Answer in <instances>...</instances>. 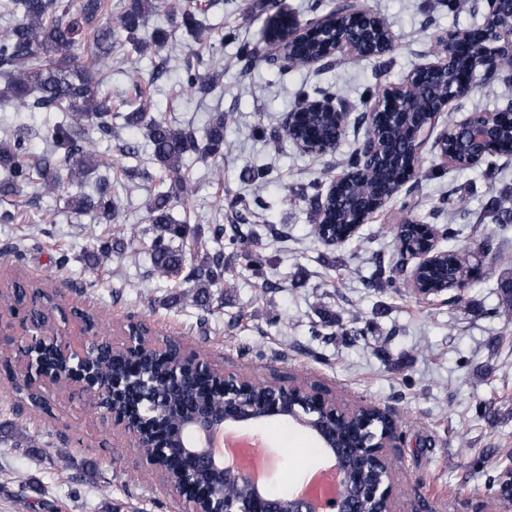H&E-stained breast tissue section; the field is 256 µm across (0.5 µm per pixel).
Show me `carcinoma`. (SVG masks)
<instances>
[{
    "label": "carcinoma",
    "instance_id": "1",
    "mask_svg": "<svg viewBox=\"0 0 512 512\" xmlns=\"http://www.w3.org/2000/svg\"><path fill=\"white\" fill-rule=\"evenodd\" d=\"M4 5L11 6L19 19L0 31V100L8 102L17 112H62L64 116L52 128L49 149L35 159L29 154L24 132L17 130L11 138L0 139V171L5 172V178H0V197L13 196L35 180L43 190L53 194L63 190L66 182L82 183L100 166L112 167V162L98 158L97 144L102 139L112 138L116 129L113 121L117 119L126 128L144 131L153 163L175 178L174 194L158 193L148 203L154 271L177 287L190 284L188 296L202 312L200 328H206L212 312L211 288L224 282V246H230L233 255L241 258L245 268L256 277H264L267 264L240 229V225L252 222L253 212L236 199L228 203L234 213L233 223L210 225V237L217 249L200 264L185 268V251L174 244L177 239H188L191 230L188 220H176L171 214L173 199L186 202L194 193L192 180L182 173L183 160L190 153L213 156L221 153L224 127L233 121L232 116L217 113L199 136L190 126L177 127L164 118L150 115L143 103L131 112H112L111 97L100 92L112 52L123 42L121 34H126L128 41L135 40V35L145 28L149 17L156 12L154 0H129L127 7L110 20L104 17L105 0H66L64 3L61 0H0V7ZM171 24L194 43L208 45L213 55L224 46V33L208 34V28L194 10L184 9ZM85 32L88 37L82 41L80 36ZM79 42L83 43V55L78 60L71 49ZM134 46L140 52L151 48L157 53L175 50L172 31L162 26L155 27L147 38L136 40ZM184 81L189 88L206 93L213 87L216 76L202 75L189 66ZM88 128L93 129L97 137L88 136ZM60 153L68 162L64 178L53 163V157ZM404 170L405 165L397 163L389 167L367 165L355 189L371 200L383 185L398 179ZM267 177V171L261 167L246 173L254 197H260L264 191ZM348 195V189L344 188L331 202L328 224H323L324 214H319L318 236L330 238L347 224ZM68 206L77 215L93 216L99 224L112 223L116 212L110 186L105 181L100 183L94 196L68 197ZM124 249V243L107 238L99 241L91 258L97 265ZM497 288L496 314L511 318L512 279H500ZM58 297L60 294L56 292L14 281L7 284L3 303L9 308L15 303L31 304L33 318L44 330L50 331ZM104 362L109 372L119 376L136 372L151 377L159 388L187 404L219 398L220 384L212 377L199 376L188 385L173 384L168 380L164 360L158 356L115 359L108 356ZM0 437L28 448L36 442V438L17 429L14 423L0 425Z\"/></svg>",
    "mask_w": 512,
    "mask_h": 512
}]
</instances>
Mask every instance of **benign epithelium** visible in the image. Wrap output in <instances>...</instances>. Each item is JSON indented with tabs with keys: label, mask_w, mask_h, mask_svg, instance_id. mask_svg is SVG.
I'll use <instances>...</instances> for the list:
<instances>
[{
	"label": "benign epithelium",
	"mask_w": 512,
	"mask_h": 512,
	"mask_svg": "<svg viewBox=\"0 0 512 512\" xmlns=\"http://www.w3.org/2000/svg\"><path fill=\"white\" fill-rule=\"evenodd\" d=\"M506 8L495 14L492 25L480 30H458L439 38L447 49L434 62L415 66L406 79L387 86L383 96L375 99L361 121L369 123L379 112L393 113L391 126L380 136L364 138L359 148L360 161L386 157L389 160L407 157L421 158L429 138L441 167L471 166L485 159L488 146L498 137V113L474 109L459 119L439 125L440 118L450 111L453 103L464 98L476 85L493 80L503 61L512 58V0H495ZM331 21L323 16L302 21L283 11L270 23L272 35L288 45L303 41L311 30H326ZM359 36L337 33L331 39V49L322 56H310L306 64L333 62L341 58H362ZM326 112L336 116V139H341L351 123V112L336 104L332 97L304 99L288 113L283 126L288 127L302 114ZM408 181L388 185L380 198L365 205L358 197L352 206L362 219L349 226L346 236L331 239L345 242L354 237L361 226L383 210ZM413 220L394 225L396 249L403 260L413 261L406 271V285L420 299L432 301L442 295L460 299L468 286L484 274L479 259L462 256L467 268L436 288L422 287V273L433 270L442 261L439 248L441 231L434 224L426 225L428 243L422 249H410L404 239V229ZM25 327L24 335L33 337L24 352V374L31 385L68 386L79 391L89 386L95 390L96 406L112 416L113 425L127 439V447L138 457L145 473L156 477L169 494L179 501H188V490L198 482L207 486L208 512H316L312 500L298 492L276 496L257 490L243 470L218 459L200 438L224 430L230 424L243 427L256 422L288 419L313 434L323 451L330 452L339 469L340 489L332 501L333 512H363L365 500L387 506L384 512H394L397 479L389 449L398 446L401 428L392 412L377 406L370 410L383 416L385 428L378 435L362 434L364 422L352 423L341 436H329L321 430L320 417L336 413L352 414L357 408H343L319 385L308 382L267 383L269 389L260 397L251 396L256 381L235 374L224 375V404L187 406L157 391L152 380L138 375L127 379L108 377L97 365L107 355L145 354L153 343L139 336H128L116 343L110 336L95 338L81 351L69 345V335L61 328L52 333H39L32 323H24L20 313L9 322L0 315V348L6 349L5 337L15 335V326ZM50 351H59L67 360V371L53 368L46 359ZM169 374L182 379L212 370L208 361L197 354L172 344L167 353ZM172 420L180 433L172 440L147 454L140 421ZM501 504L512 501V468L502 474L497 491Z\"/></svg>",
	"instance_id": "benign-epithelium-1"
}]
</instances>
